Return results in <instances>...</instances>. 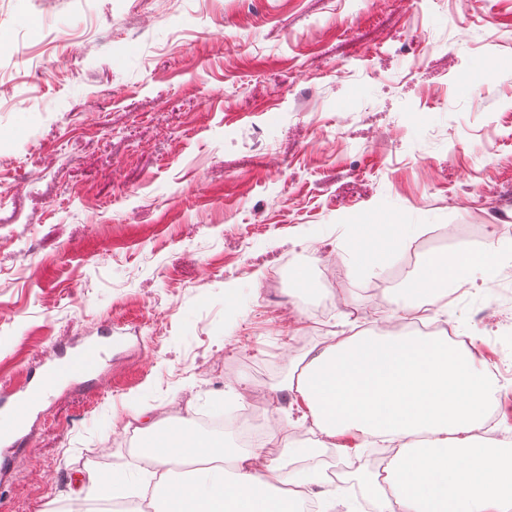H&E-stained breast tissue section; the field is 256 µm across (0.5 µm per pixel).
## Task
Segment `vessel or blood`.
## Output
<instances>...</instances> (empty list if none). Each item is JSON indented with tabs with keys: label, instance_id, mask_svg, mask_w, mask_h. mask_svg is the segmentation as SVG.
<instances>
[{
	"label": "vessel or blood",
	"instance_id": "obj_1",
	"mask_svg": "<svg viewBox=\"0 0 512 512\" xmlns=\"http://www.w3.org/2000/svg\"><path fill=\"white\" fill-rule=\"evenodd\" d=\"M102 356L99 343H88L73 350L64 362L51 367L42 376L30 379L23 394L0 396V443H12L34 407L61 383L92 375Z\"/></svg>",
	"mask_w": 512,
	"mask_h": 512
}]
</instances>
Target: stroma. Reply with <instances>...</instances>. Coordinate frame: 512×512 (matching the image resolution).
I'll return each instance as SVG.
<instances>
[{
  "label": "stroma",
  "instance_id": "35a3bbf8",
  "mask_svg": "<svg viewBox=\"0 0 512 512\" xmlns=\"http://www.w3.org/2000/svg\"><path fill=\"white\" fill-rule=\"evenodd\" d=\"M463 30L479 47L449 52ZM50 37L41 108L9 106L0 84V383L117 343L6 449L0 512L73 503L89 468L143 481L125 451L143 408L220 415L259 389L271 427L301 431L283 387L304 319L277 312L305 252L335 253L332 330L349 335L427 257L512 258V232L470 203L512 185V0H0L14 78ZM357 217L408 227L380 269L354 266ZM489 277L447 296L448 320L512 370V341L474 319L502 301Z\"/></svg>",
  "mask_w": 512,
  "mask_h": 512
}]
</instances>
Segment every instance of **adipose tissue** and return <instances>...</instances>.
Instances as JSON below:
<instances>
[{
  "mask_svg": "<svg viewBox=\"0 0 512 512\" xmlns=\"http://www.w3.org/2000/svg\"><path fill=\"white\" fill-rule=\"evenodd\" d=\"M400 236L396 224L360 225L350 245L357 267H382ZM489 260L479 249L428 257L398 289L391 319L442 316L440 296ZM300 362L287 389L320 442L354 433L393 446L388 467L359 480L378 512H512V451L475 441L495 388L470 349L444 334L396 333L384 321ZM138 431L154 512H305L307 491L323 483L307 464L315 449L300 441L283 442L281 463L269 467L261 449L201 434L189 417L163 429L144 417Z\"/></svg>",
  "mask_w": 512,
  "mask_h": 512,
  "instance_id": "ef3b65f1",
  "label": "adipose tissue"
}]
</instances>
